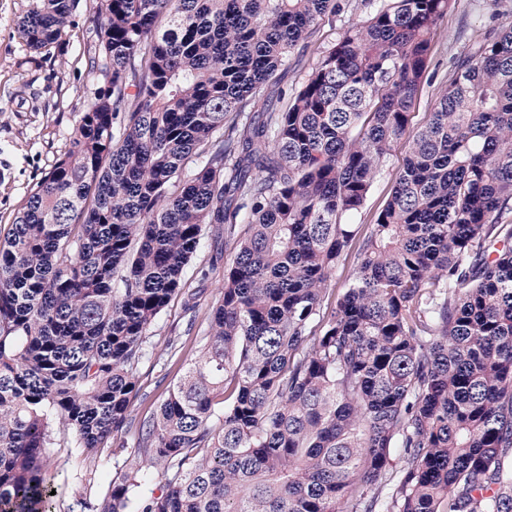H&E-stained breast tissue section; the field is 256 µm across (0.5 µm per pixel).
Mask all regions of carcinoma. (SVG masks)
Segmentation results:
<instances>
[{"mask_svg":"<svg viewBox=\"0 0 512 512\" xmlns=\"http://www.w3.org/2000/svg\"><path fill=\"white\" fill-rule=\"evenodd\" d=\"M454 2L368 0L279 108L340 0H99L106 86L0 241V512H52L61 445L90 481L129 451L65 512H512V28L416 126ZM75 5L35 0L26 45ZM403 137L373 222H346ZM210 228L204 344L137 423Z\"/></svg>","mask_w":512,"mask_h":512,"instance_id":"cac0c4a2","label":"carcinoma"}]
</instances>
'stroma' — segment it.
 I'll use <instances>...</instances> for the list:
<instances>
[{
    "label": "stroma",
    "instance_id": "stroma-1",
    "mask_svg": "<svg viewBox=\"0 0 512 512\" xmlns=\"http://www.w3.org/2000/svg\"><path fill=\"white\" fill-rule=\"evenodd\" d=\"M344 9L316 31L302 61L292 63L280 86L293 95L320 52L347 28L366 20L363 0H342ZM98 0H79L76 24L62 38L41 51H31L17 26L32 0H0V231H8L40 180L51 170L74 132L79 116L105 78L87 71L86 62L97 50L94 16ZM512 24V0H456L437 28L432 41L431 78L420 87L414 108L415 123H422L447 84L449 61L482 40L490 30ZM406 140L397 141L378 176L366 206L356 221L370 223L393 185L397 170L408 155ZM218 244L214 235L203 239L185 277L183 293L175 297L154 326L156 342L170 336L184 337L190 351L203 343L209 310L222 286L221 269L212 268ZM197 298L196 316L184 311L187 295ZM182 373L180 365L161 368L144 364L140 391L132 416L143 419L167 397ZM86 466L71 449L55 451L51 472L62 487V501L86 489Z\"/></svg>",
    "mask_w": 512,
    "mask_h": 512
}]
</instances>
